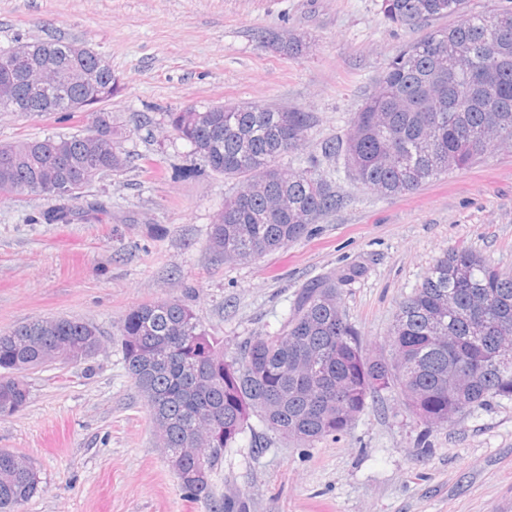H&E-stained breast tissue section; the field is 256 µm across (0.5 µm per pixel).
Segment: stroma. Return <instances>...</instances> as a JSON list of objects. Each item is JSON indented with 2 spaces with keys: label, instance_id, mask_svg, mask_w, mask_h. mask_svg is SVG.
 Listing matches in <instances>:
<instances>
[{
  "label": "stroma",
  "instance_id": "stroma-1",
  "mask_svg": "<svg viewBox=\"0 0 512 512\" xmlns=\"http://www.w3.org/2000/svg\"><path fill=\"white\" fill-rule=\"evenodd\" d=\"M455 22L396 26L381 0H0V46L77 39L107 57L118 85L106 104L112 139L130 157L89 188L110 206L97 220L32 224L53 197L0 199V332L63 317L102 333L92 358L27 374V407L0 418V450L28 457L41 478L23 512H204L169 468L124 363L119 326L137 305L182 300L231 357L237 342L276 332L303 285L354 267L338 285L341 310L364 353L385 356L400 304L446 250L471 248L512 273V150L396 197L324 151L345 139L402 47ZM287 31L304 37L302 55L268 44ZM222 103L312 113L300 147L277 163L325 178L339 198L308 236L246 264L209 247L239 180L201 161L168 122ZM90 121L5 112L0 142L80 134ZM211 484L242 512H512V399L429 428L385 390L351 429L310 445L255 419Z\"/></svg>",
  "mask_w": 512,
  "mask_h": 512
}]
</instances>
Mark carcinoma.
Returning a JSON list of instances; mask_svg holds the SVG:
<instances>
[{"mask_svg":"<svg viewBox=\"0 0 512 512\" xmlns=\"http://www.w3.org/2000/svg\"><path fill=\"white\" fill-rule=\"evenodd\" d=\"M393 24L414 26L458 16L404 46L389 62L377 89L355 113L344 141L325 153L344 152L354 178L384 196H403L448 171L478 161L494 147H512V12L467 13V0H381ZM276 50L297 56L302 38H271ZM99 53L83 63L99 72V85L116 92L112 67ZM12 73L10 112H75L95 90L69 85L49 103ZM490 69L491 80L475 81ZM176 135L213 170L246 178L242 192L225 199L210 235V248L232 264L248 263L288 246L309 225L336 209L333 186L304 171L274 165L296 150L313 123L309 112H278L250 105L230 112L168 113ZM114 142L91 125L83 134L0 142V199L49 195L55 206L32 224H70L107 213L102 200L83 201L103 173L126 167ZM483 311L491 326L475 331L470 313ZM124 361L142 394L166 457L195 501L212 500L211 474L250 419L290 440L312 444L348 430L368 401L394 389L412 412L431 425L448 424L495 397H512V363L499 362L500 345L512 341V274L474 250L457 247L439 257L419 288L401 304L390 329L392 355L369 358L358 333L343 317L336 278L303 286L281 328L241 343L224 356V342L209 335L179 299L131 309L121 323ZM102 346L92 323L39 318L0 333V417L28 404L22 373L65 356L87 360ZM317 358L313 377L296 365ZM41 490L25 456L0 451V512L18 508Z\"/></svg>","mask_w":512,"mask_h":512,"instance_id":"1","label":"carcinoma"}]
</instances>
